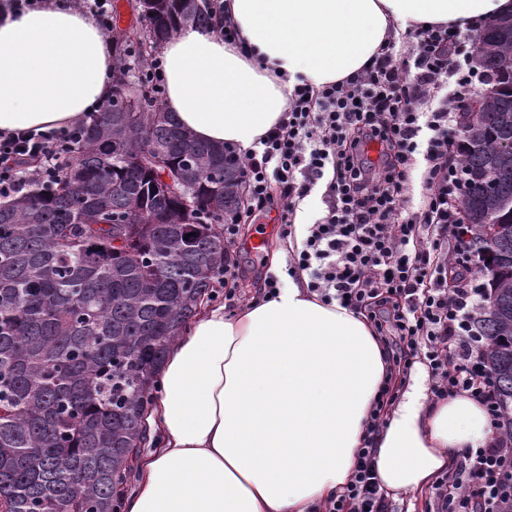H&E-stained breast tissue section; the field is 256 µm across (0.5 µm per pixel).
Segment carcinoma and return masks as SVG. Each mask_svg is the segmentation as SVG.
<instances>
[{
    "mask_svg": "<svg viewBox=\"0 0 512 512\" xmlns=\"http://www.w3.org/2000/svg\"><path fill=\"white\" fill-rule=\"evenodd\" d=\"M212 14L210 0H155L119 57L143 61L180 28H211ZM511 53L512 15L480 37L478 63L503 91L461 155L478 250L483 226L499 225L478 327L512 437V72L500 64ZM124 76L59 177L0 197V512H120L160 364L224 270V218L241 209L236 155L177 127L144 91L132 116ZM169 162L198 206L166 192Z\"/></svg>",
    "mask_w": 512,
    "mask_h": 512,
    "instance_id": "obj_1",
    "label": "carcinoma"
}]
</instances>
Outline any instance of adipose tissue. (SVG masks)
I'll list each match as a JSON object with an SVG mask.
<instances>
[{
  "mask_svg": "<svg viewBox=\"0 0 512 512\" xmlns=\"http://www.w3.org/2000/svg\"><path fill=\"white\" fill-rule=\"evenodd\" d=\"M238 42L192 26L161 48L164 107L201 141L251 151L298 81L360 72L416 25L478 30L512 0H224ZM112 45L70 0L0 11V130L58 129L111 92ZM374 326L288 278L235 315L209 308L167 351L149 418L158 433L125 512H313L349 483L360 448L390 495L420 493L455 452L490 440L483 407L428 393L415 362L386 392ZM385 422L368 436L377 403Z\"/></svg>",
  "mask_w": 512,
  "mask_h": 512,
  "instance_id": "ef3b65f1",
  "label": "adipose tissue"
}]
</instances>
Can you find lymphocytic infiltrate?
<instances>
[{
  "mask_svg": "<svg viewBox=\"0 0 512 512\" xmlns=\"http://www.w3.org/2000/svg\"><path fill=\"white\" fill-rule=\"evenodd\" d=\"M474 55L461 33L420 26L388 41L345 80L296 84L279 123L241 161L249 205L225 220L224 239L235 242L240 225L258 213H276L291 226L296 203L325 183V214L309 226L295 264L307 272L309 292L367 315L386 342L392 371L407 372L427 357L435 396L467 393L495 426L500 407L476 323L489 296L464 278L449 288L446 276L448 264L473 261L470 249L453 242L461 180L448 132L490 81ZM448 84L450 98L433 102L435 89ZM80 129L75 122L1 131L0 195L22 192L31 174H59L77 152ZM419 155L426 194L413 211L406 194ZM510 475L512 442L498 434L486 447L465 449L437 478L429 512H495ZM317 512H394L369 449L359 450L343 492Z\"/></svg>",
  "mask_w": 512,
  "mask_h": 512,
  "instance_id": "f902f5d3",
  "label": "lymphocytic infiltrate"
}]
</instances>
